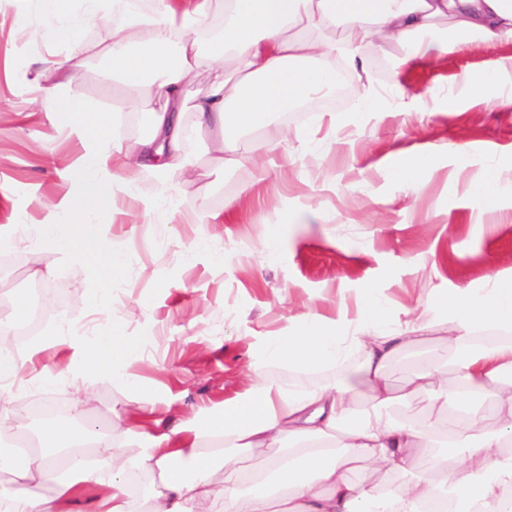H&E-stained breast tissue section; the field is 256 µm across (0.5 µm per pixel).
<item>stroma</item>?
<instances>
[{
  "label": "stroma",
  "mask_w": 512,
  "mask_h": 512,
  "mask_svg": "<svg viewBox=\"0 0 512 512\" xmlns=\"http://www.w3.org/2000/svg\"><path fill=\"white\" fill-rule=\"evenodd\" d=\"M22 9L21 0H0V225L42 223L37 198L65 192L57 171L82 151L62 129L64 114L33 109L27 81L47 49L17 26ZM77 36L88 52L47 85L65 83L113 114L121 145L136 146L148 115L99 63L108 28ZM393 54L379 46L371 53L377 88L442 92L433 112L388 108L357 123L351 101L322 98L301 118L281 114L248 134L265 175L224 170L201 151L186 176L163 186L144 178L117 192L108 220L121 269L112 288L94 265L59 251L24 241L0 254V327L14 321L15 296L35 284L48 301L36 336L57 331L61 319L101 314L140 342L128 375L150 411L130 401L122 382L65 386L53 399L75 410L73 427L105 429L123 419L134 434L117 443L139 455V434L153 431L156 419L174 426L243 395L265 338L292 331L297 315L354 318L370 288L403 322L432 294L512 276V196H502L481 233L466 190L491 158L512 155V105L461 92L467 72L495 70L512 43L473 41L435 65L401 69ZM425 155L431 165L417 191L392 178L395 166ZM277 224L285 231L272 253L265 240Z\"/></svg>",
  "instance_id": "stroma-1"
}]
</instances>
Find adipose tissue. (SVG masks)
<instances>
[{
  "label": "adipose tissue",
  "mask_w": 512,
  "mask_h": 512,
  "mask_svg": "<svg viewBox=\"0 0 512 512\" xmlns=\"http://www.w3.org/2000/svg\"><path fill=\"white\" fill-rule=\"evenodd\" d=\"M32 13L18 25L51 47L67 45L70 57L86 50L79 26H112L100 54L104 69L122 78L128 96L159 101L149 114L150 132L123 160L109 147L116 124L93 111L73 92L37 88L43 111L69 115L68 132L82 153L59 176L68 184L57 199L41 201L46 219L36 227L0 225V251L31 235L37 249L59 250L93 262L105 279L120 266L109 247L110 227L100 221L114 192L137 184L152 171L185 174L192 167L196 135L210 134L211 151L224 168L254 163L244 132L269 126L274 115L295 110L319 93H330L337 69L357 78L354 112L364 115L380 103L364 47L368 40L411 50L436 60L448 43L512 41V0H32ZM223 14L218 39L201 43L210 17ZM211 74L207 94L190 98L184 83L192 73ZM194 125H186L184 112ZM512 189V158L493 159L468 185L479 215L497 211ZM431 307L447 311L394 321L377 296L365 293L353 320L300 315L291 334L268 337L261 360L251 367L253 383L243 397L218 410L201 412L167 432L146 435L147 446L129 457L115 438L130 435L123 421L106 431L70 430L48 419L47 431L61 448L90 447L91 459L72 458L69 478H60L56 456L29 452L12 470L22 489L0 486V512H73L89 499V512H512V280L490 278L485 287L435 295ZM67 340L71 364L41 376L54 387L78 381L110 383L126 378L137 345L124 331L104 323L93 344L78 329L66 337H44L33 352L17 354L0 338V420L25 426L17 393L33 372L36 354ZM462 349L453 378L434 366L409 379L408 395L427 391L438 400L456 396L463 409L448 408L446 422L429 419L411 426L382 413L398 396L386 368L401 351L433 343ZM357 349L356 382L292 390L269 378L271 368L315 372ZM376 406L357 409L360 392ZM491 415L496 428L481 425ZM444 448L435 456L434 448ZM271 454L265 469L246 464L253 449ZM381 475L378 484L351 479L359 463ZM221 482H214L215 467ZM136 473L157 479L153 495L137 496Z\"/></svg>",
  "instance_id": "1"
}]
</instances>
